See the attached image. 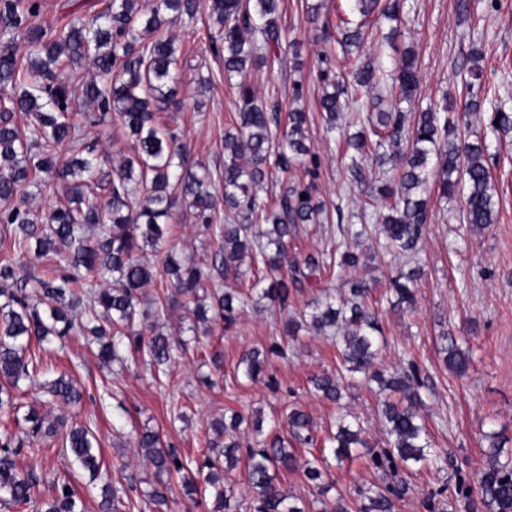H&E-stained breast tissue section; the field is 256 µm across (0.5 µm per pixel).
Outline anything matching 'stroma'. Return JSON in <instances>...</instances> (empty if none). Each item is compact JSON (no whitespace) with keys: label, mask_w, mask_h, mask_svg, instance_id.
I'll use <instances>...</instances> for the list:
<instances>
[{"label":"stroma","mask_w":512,"mask_h":512,"mask_svg":"<svg viewBox=\"0 0 512 512\" xmlns=\"http://www.w3.org/2000/svg\"><path fill=\"white\" fill-rule=\"evenodd\" d=\"M318 7L319 23H311L310 9ZM349 0H280L282 40L275 58L253 70L249 81L266 105L287 114L292 107L294 82H301V102L310 116L307 143L319 157L314 182L329 211L350 217L358 212L357 191L344 178L345 148L338 134L326 131L319 109L323 85L318 67L328 54L337 76L351 66L336 42V26L346 15ZM182 49L184 84L180 110L168 120L184 133L195 161L214 176L215 193H222L224 131L234 122L235 83L224 77L223 62L209 50L217 25L208 14L193 24L169 28ZM368 54L391 66L404 49L413 48L419 61V106L443 96L462 98L461 77L471 49L481 54L485 87L499 90L512 108V0H470L468 17H460L457 0H405L401 20L390 26L379 20L365 41ZM487 164L496 187V224L484 230L461 224V200L432 199V220L418 244L414 260L397 259L381 250H368L365 263L314 277L311 287L296 294L290 314H300L321 290L347 291L351 282L373 283L370 302L377 314L386 347L384 367L416 363L424 384L422 413L434 448L447 458L441 466L418 465L410 491L395 498L394 512H488L478 494L462 497L456 480H472L486 462L487 434H497L505 453L512 454V137L490 142ZM176 256L210 262L219 242L203 234L190 213H183L165 245ZM420 265L416 282L418 309L407 314L388 300L389 281L398 270ZM283 312L271 301L241 312L233 326L216 321L202 348L189 349L168 377L158 379L148 362L128 358L126 368H102L83 336L72 335L48 346L42 357L41 381L21 386L23 401L40 412L59 414L49 404L41 383L66 369L84 386L76 419L91 424L100 440L106 481L120 486L126 474L151 483L155 473L138 455L126 434L132 429L160 431L164 438L191 454H198L206 422L261 410L265 433H272L291 407L310 414L318 433H326L339 411L356 415L370 448L386 447L388 435L378 415L376 391L361 384L346 391L340 404L317 396L314 377L335 371L337 348L329 338L300 332L286 356L270 357L266 374L248 382L238 368L246 351L269 347L277 336ZM462 339L472 354L466 376L445 369L440 348L443 333ZM332 492L309 512H331L336 498H344L350 512L359 503V489L382 483L369 456L344 462L331 470Z\"/></svg>","instance_id":"stroma-1"}]
</instances>
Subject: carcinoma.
<instances>
[{
  "mask_svg": "<svg viewBox=\"0 0 512 512\" xmlns=\"http://www.w3.org/2000/svg\"><path fill=\"white\" fill-rule=\"evenodd\" d=\"M41 0H0V235L12 239L11 254L0 257V501L35 512H84L74 486L75 474L95 481L101 470V448L92 428L69 422L63 415L51 419L25 404L17 394L19 382L38 378L42 363L32 347L45 350L53 339L75 329L93 337L98 356L109 364L122 353L148 356L153 367L165 370L186 351L180 338L158 330L159 313L174 295L154 301L155 309H139L142 289L159 278L175 295L194 304L191 313L196 336H207L217 318L235 323L239 311L268 299L285 310L293 295L310 277L334 267H355L359 254L346 240L368 236L367 225L340 224L335 247L309 255L303 265L283 272L288 239L300 224H320L325 205L316 197L313 177L319 158L306 145L308 114L295 107L286 122L255 95L247 77L268 63L280 45L278 0H108L105 8L88 19L76 18L59 29L41 27L33 18L41 13ZM209 11L218 26L211 49L224 54V77L240 78L234 130L224 134V199L213 192L212 173L190 163L181 130L163 120V114L182 108L177 98L181 81L180 48L164 33L171 21L193 23L200 8ZM358 20L341 19V44L345 55H360L364 27L374 13L398 18L400 0H355ZM27 44L18 58L16 38ZM478 51L470 53L466 90L482 78ZM90 63L95 75L77 80L76 69ZM319 76L325 84L320 108L326 131L339 127L344 107L367 105V123L348 140L355 151L346 167L348 186L365 189V197L384 200L380 247L405 258L413 257L430 220L428 197L435 190L444 197L463 198L465 223L485 229L493 224L492 176L486 164V144L469 143L456 136L448 118V104H431L408 120L400 104L411 102L419 90V74L412 51L404 52L398 70L388 74L375 62L354 65L353 95L336 85L328 55L320 58ZM30 116L22 128L16 116ZM99 125L106 119L129 132L131 152L120 160L109 158L82 142V122ZM489 131L500 139L512 133V110L495 108ZM71 156H62L63 149ZM374 153L379 168L391 164L393 181L381 185L366 179L358 157ZM306 168L309 179L287 182L276 197L259 196L264 181L277 171L288 173L295 163ZM44 182L62 188L54 204L42 215L30 207L27 187ZM192 208L204 230L222 240L209 263L167 258L158 266L155 253L173 227L183 206ZM224 208V223L213 218ZM38 257H57L54 273L36 277L21 257L29 251ZM252 274L244 288L224 289V281L238 282ZM204 296H199V292ZM391 291L406 309L416 308V296L400 278ZM371 286L351 283L346 296H325L308 303L301 318L287 319L280 340L263 351L253 350L242 359L248 380L264 374L268 354L286 355L288 337L307 323L320 335L341 331L337 372L314 379L313 387L332 403L342 399L351 381L361 373L376 381L385 396L379 415L389 436L388 447L371 456L374 468L395 475L411 466L440 457L433 451L423 416L421 380L415 365L390 375L378 367L382 331L368 303ZM444 362L458 375L467 373L470 349L462 348L448 333L441 347ZM51 400L76 406L83 392L66 373L45 384ZM242 418L230 423L210 422L203 459L190 458L159 432H134L130 438L155 470L147 490H138L134 475L127 477L139 500L156 509L170 508L177 500L203 503L208 512H240L234 493L233 470L246 459L245 477L251 489L253 512H306L301 498L275 484L277 473L299 467L311 484L312 494L324 491L332 477L328 457L336 465L367 447L362 425L336 417L322 440L315 438L309 414L293 408L287 415L289 432L301 443L329 445L330 454L299 463L295 449L284 437L263 436L255 422L257 446L241 448ZM47 460L55 455L70 461L75 473L57 480L52 497L38 501L40 476L17 467L22 452ZM482 502L489 512H512V458L501 460V446L491 440L487 465L477 474ZM408 492L405 477L399 487L372 485L360 492L357 512H393V496ZM101 512H134L131 497L119 488H100Z\"/></svg>",
  "mask_w": 512,
  "mask_h": 512,
  "instance_id": "cac0c4a2",
  "label": "carcinoma"
}]
</instances>
